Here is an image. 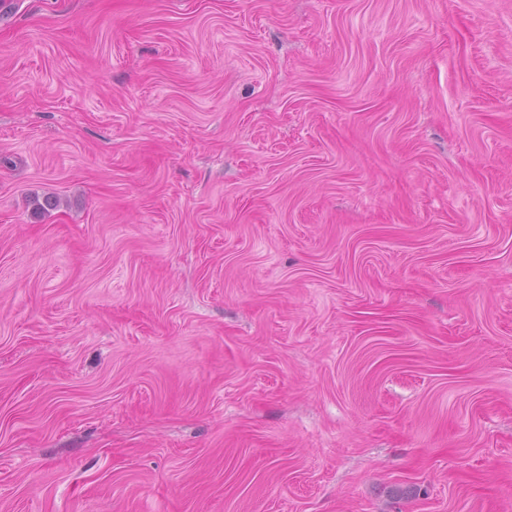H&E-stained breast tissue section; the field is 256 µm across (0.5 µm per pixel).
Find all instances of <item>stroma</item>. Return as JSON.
Returning <instances> with one entry per match:
<instances>
[{"instance_id":"stroma-1","label":"stroma","mask_w":512,"mask_h":512,"mask_svg":"<svg viewBox=\"0 0 512 512\" xmlns=\"http://www.w3.org/2000/svg\"><path fill=\"white\" fill-rule=\"evenodd\" d=\"M0 512H512V0H7Z\"/></svg>"}]
</instances>
